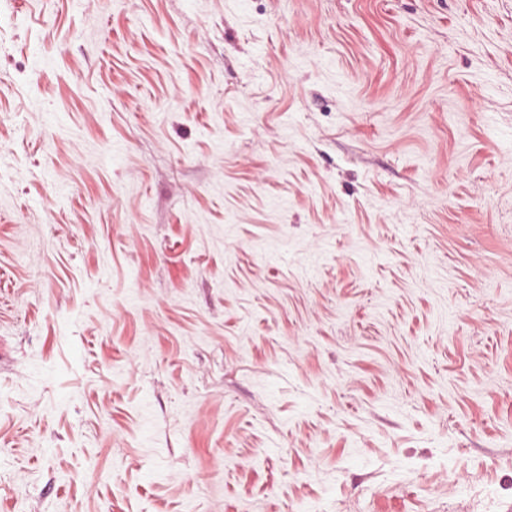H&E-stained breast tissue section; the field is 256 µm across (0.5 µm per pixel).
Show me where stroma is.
Listing matches in <instances>:
<instances>
[{"instance_id":"obj_1","label":"stroma","mask_w":512,"mask_h":512,"mask_svg":"<svg viewBox=\"0 0 512 512\" xmlns=\"http://www.w3.org/2000/svg\"><path fill=\"white\" fill-rule=\"evenodd\" d=\"M0 512H512V0H0Z\"/></svg>"}]
</instances>
